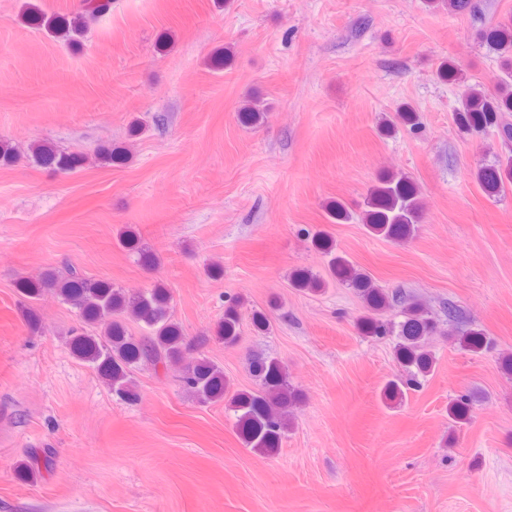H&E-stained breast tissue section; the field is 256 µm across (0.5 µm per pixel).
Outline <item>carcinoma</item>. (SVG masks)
<instances>
[{"label":"carcinoma","mask_w":512,"mask_h":512,"mask_svg":"<svg viewBox=\"0 0 512 512\" xmlns=\"http://www.w3.org/2000/svg\"><path fill=\"white\" fill-rule=\"evenodd\" d=\"M111 4L112 0L104 3L84 0L82 11L71 16L44 18L31 11L26 19L43 26L53 37L72 42L84 36L86 19L98 17ZM482 38L501 58L499 73L490 79V86L486 88L463 86L462 108L455 113L454 121L462 132L493 130L502 147L508 150L506 158L497 165L482 167L478 172L482 187L490 193H499L512 187V16L483 33ZM30 153L35 162L44 166L72 169L79 163L78 156L61 152L46 143L31 146ZM365 206L361 223L369 232L392 241L404 240L412 234L424 208L419 188L407 178L395 176L382 179L366 198ZM120 242L130 250L139 249L145 264L156 262L154 255L138 248L134 233H123ZM332 272L362 298L365 314L360 318V327L370 336L384 337L391 333L388 325L379 319L380 312L391 301L402 305L404 321L394 349L397 362L408 374L406 385L416 386L417 377L427 376L434 364L432 355L426 350V339L434 329L427 312L418 303L407 301L400 292L391 295L384 292L367 275L341 260H332ZM20 288L32 299L45 289L53 290L63 301L78 309L84 323L95 333L81 332L73 336L72 352L92 364L112 392L121 398L134 397L130 374L140 364L178 363L189 348L181 327L171 318L170 292L160 283L130 294L110 283L93 281L72 271L63 279L47 273L35 282L24 281ZM128 318L143 324L146 336L139 340L130 336L125 327ZM239 322L236 305H228L224 319L216 325L217 338L228 346L236 344ZM462 343L473 352L489 348L480 329L470 330L462 337ZM252 371L260 388L230 396L227 395L224 371L206 358L188 365L182 381L202 403L228 399L245 445L270 453L278 448L288 429L297 398L277 359L259 357L253 361ZM448 416L457 422L467 419L468 403L464 396L451 402Z\"/></svg>","instance_id":"obj_1"}]
</instances>
